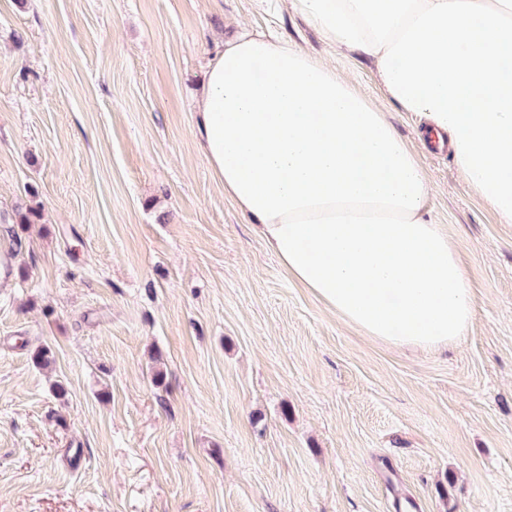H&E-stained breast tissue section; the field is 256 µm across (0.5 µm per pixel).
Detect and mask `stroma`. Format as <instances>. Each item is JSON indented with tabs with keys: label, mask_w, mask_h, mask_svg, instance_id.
I'll use <instances>...</instances> for the list:
<instances>
[{
	"label": "stroma",
	"mask_w": 512,
	"mask_h": 512,
	"mask_svg": "<svg viewBox=\"0 0 512 512\" xmlns=\"http://www.w3.org/2000/svg\"><path fill=\"white\" fill-rule=\"evenodd\" d=\"M242 30L328 60L419 150L461 340L363 336L225 197L195 92ZM419 128L285 0H0V512H512V223Z\"/></svg>",
	"instance_id": "1"
}]
</instances>
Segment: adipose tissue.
I'll return each instance as SVG.
<instances>
[{"mask_svg":"<svg viewBox=\"0 0 512 512\" xmlns=\"http://www.w3.org/2000/svg\"><path fill=\"white\" fill-rule=\"evenodd\" d=\"M333 48L371 57L422 144L512 223V0H288ZM197 137L225 195L301 287L386 345L460 340L465 264L427 206L417 153L350 79L243 33L211 64Z\"/></svg>","mask_w":512,"mask_h":512,"instance_id":"obj_1","label":"adipose tissue"}]
</instances>
